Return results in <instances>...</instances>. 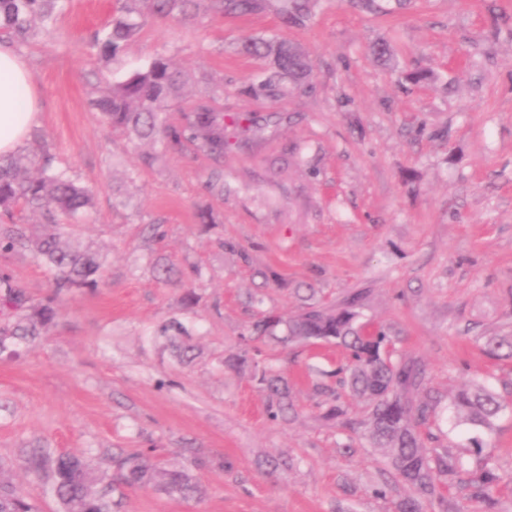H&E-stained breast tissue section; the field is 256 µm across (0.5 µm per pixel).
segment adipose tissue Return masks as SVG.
I'll list each match as a JSON object with an SVG mask.
<instances>
[{
    "instance_id": "1",
    "label": "adipose tissue",
    "mask_w": 512,
    "mask_h": 512,
    "mask_svg": "<svg viewBox=\"0 0 512 512\" xmlns=\"http://www.w3.org/2000/svg\"><path fill=\"white\" fill-rule=\"evenodd\" d=\"M40 109L32 69L11 45L0 42V156L25 146Z\"/></svg>"
}]
</instances>
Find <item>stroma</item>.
<instances>
[{
	"instance_id": "1",
	"label": "stroma",
	"mask_w": 512,
	"mask_h": 512,
	"mask_svg": "<svg viewBox=\"0 0 512 512\" xmlns=\"http://www.w3.org/2000/svg\"><path fill=\"white\" fill-rule=\"evenodd\" d=\"M381 2L369 12L317 0L301 25L267 0L245 15L156 19L107 61L91 39L122 0H67L53 33L20 48L41 99L26 150L49 151L95 188L75 231L108 265L45 336L0 360L1 488L58 512L24 473V452L82 455L100 471L144 452L161 468H189L197 499L121 487L113 512H394L405 491L375 496L386 465L363 436L368 406L338 383L348 350L267 348L288 375L286 422L270 420L250 369L224 365L262 316L294 314L309 295L334 305L358 293L362 321L425 369L436 408L427 447L487 459L503 478L497 510L512 512V360L488 352L492 337L512 336V0ZM272 34L305 53L307 86L262 89L268 62L241 42ZM383 36L393 39L387 64L369 51ZM160 54L185 74L184 99L213 97L224 111L223 197L207 187V154L131 147L91 106ZM203 208L215 223H200ZM158 259L173 265L169 281L156 279ZM1 271L32 299L49 289L29 253L0 255ZM189 286L198 301L187 311ZM172 317L196 347L190 363L152 336ZM473 382L505 405L493 431L451 412ZM335 400L354 428L324 419Z\"/></svg>"
}]
</instances>
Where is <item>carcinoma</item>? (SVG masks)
Segmentation results:
<instances>
[{"label": "carcinoma", "mask_w": 512, "mask_h": 512, "mask_svg": "<svg viewBox=\"0 0 512 512\" xmlns=\"http://www.w3.org/2000/svg\"><path fill=\"white\" fill-rule=\"evenodd\" d=\"M134 6L114 15L94 34L93 46L101 57L111 59L140 29L156 17L184 21L195 14L198 0H125ZM211 11L246 13L255 0H209ZM311 0H280L279 16L287 22H303L310 16ZM65 0H0V37L27 43L50 32L55 11ZM251 55L271 60L272 72L262 87L283 81L306 82L311 69L302 51L275 38L251 36L244 40ZM181 71L170 60L158 56L125 81L110 85L92 101L114 131L130 142L149 140L166 151H181L192 145L218 161L224 157V112L213 104L181 105ZM180 112L177 123L168 113ZM53 157L15 154L0 158V253L27 251L37 263L52 272L49 292L41 299L29 298L13 278L0 273V357L18 356L20 346L36 342L54 325L63 301L75 290L97 288L104 282L106 255L103 249L71 239L70 229L94 207L96 192L74 180L66 171L52 169ZM39 214L47 229L28 236L13 221L14 210ZM358 294L347 297L338 308L308 303L286 319L267 316L240 337L241 354L228 366L252 365L254 378L264 392L267 413L288 420L290 409L288 379L261 359L268 342L283 345L336 342L350 352L351 365L346 385L368 401L370 412L363 423L372 448L386 460L389 476L375 494L386 496L391 485L402 484L409 493L396 505V512H424L425 503L437 500L443 512H459L442 493L443 479L459 477L473 489L474 500L492 503L501 477L494 470L469 466L448 449L425 446L420 429L428 423L433 406L422 395L426 382L424 368L410 360L393 359V340L382 329L371 330L357 323ZM155 334L169 338L183 362L192 359L193 345L188 332L176 320L158 325ZM457 423L492 431L504 410L498 394L484 383L460 389L450 404ZM28 477L43 481L56 498L59 512H112L115 484L158 485L165 493L192 499L197 484L186 469H160L143 453L113 460L115 473L96 471L74 454H56L34 449L24 455ZM0 512H34L27 499L15 491L0 490Z\"/></svg>", "instance_id": "obj_1"}]
</instances>
